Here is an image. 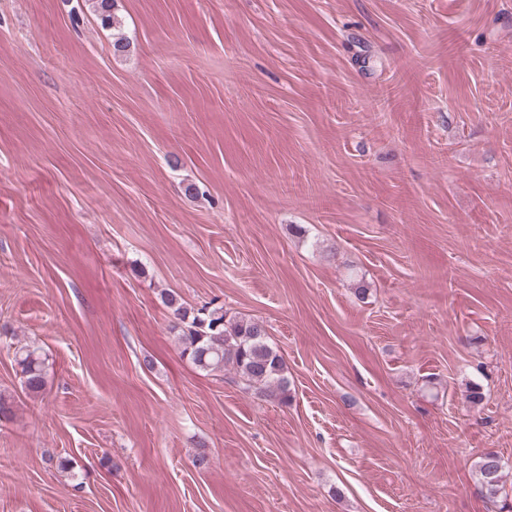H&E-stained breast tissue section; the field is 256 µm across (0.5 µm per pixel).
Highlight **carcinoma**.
Segmentation results:
<instances>
[{
    "instance_id": "cac0c4a2",
    "label": "carcinoma",
    "mask_w": 512,
    "mask_h": 512,
    "mask_svg": "<svg viewBox=\"0 0 512 512\" xmlns=\"http://www.w3.org/2000/svg\"><path fill=\"white\" fill-rule=\"evenodd\" d=\"M177 322L172 326L177 340L192 364L205 372H232L248 389L258 395L288 404L289 381L286 364L279 350L269 342L266 326L243 317L226 318L224 306L215 303L188 311L175 292L162 295ZM24 386L33 393L46 386L43 360L34 350L19 353ZM481 489L489 499H496L504 488V469L500 457L488 453L477 463Z\"/></svg>"
}]
</instances>
